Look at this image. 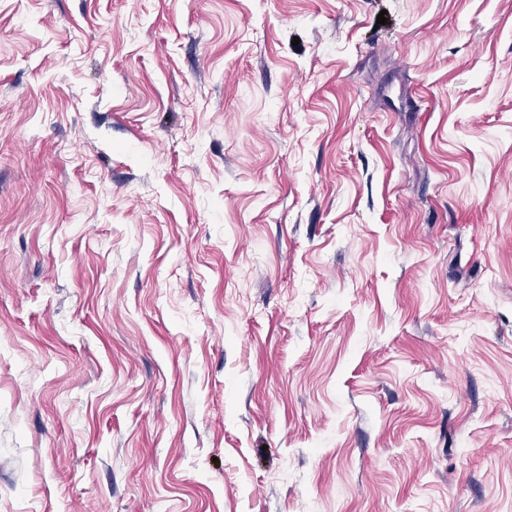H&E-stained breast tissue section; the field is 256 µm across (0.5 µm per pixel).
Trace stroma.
<instances>
[{"label":"stroma","mask_w":512,"mask_h":512,"mask_svg":"<svg viewBox=\"0 0 512 512\" xmlns=\"http://www.w3.org/2000/svg\"><path fill=\"white\" fill-rule=\"evenodd\" d=\"M0 512H512V0H0Z\"/></svg>","instance_id":"1"}]
</instances>
